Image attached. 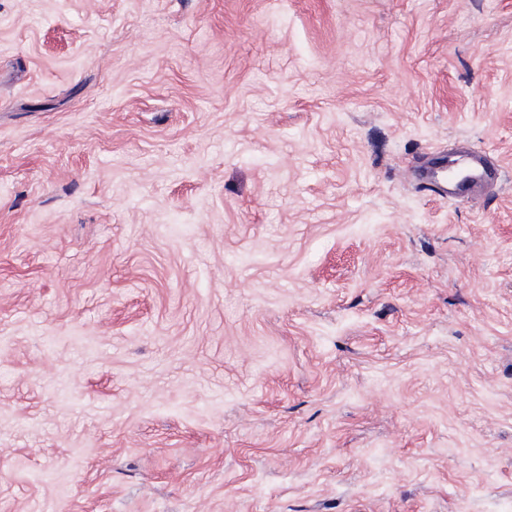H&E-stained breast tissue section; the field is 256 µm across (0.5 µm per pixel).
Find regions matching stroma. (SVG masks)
<instances>
[{
    "instance_id": "stroma-1",
    "label": "stroma",
    "mask_w": 512,
    "mask_h": 512,
    "mask_svg": "<svg viewBox=\"0 0 512 512\" xmlns=\"http://www.w3.org/2000/svg\"><path fill=\"white\" fill-rule=\"evenodd\" d=\"M0 512H512V0H0ZM474 156L475 167L468 169L469 179L465 183H461L457 178L452 179L456 185L455 192H449L448 195L457 196L463 192H471L475 188L481 187L488 179L496 178V171L493 168H489L486 162L480 156ZM463 186V187H462Z\"/></svg>"
}]
</instances>
